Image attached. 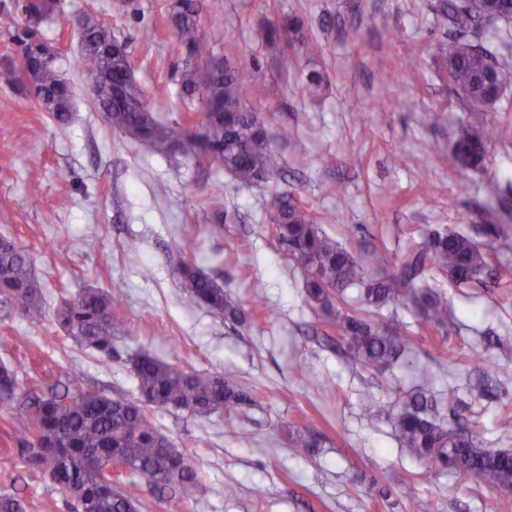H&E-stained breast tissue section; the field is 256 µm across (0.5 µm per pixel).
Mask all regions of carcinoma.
I'll use <instances>...</instances> for the list:
<instances>
[{
    "mask_svg": "<svg viewBox=\"0 0 512 512\" xmlns=\"http://www.w3.org/2000/svg\"><path fill=\"white\" fill-rule=\"evenodd\" d=\"M207 0H175L168 5L167 22L184 50L179 95L194 100L201 94L203 118L197 124H164L147 104L146 92L135 75L122 71L119 58L129 55L128 44L112 34L93 12L72 17L81 52L78 68L85 85L103 111L106 123L132 142L147 144L162 155L179 154L196 162L213 163L236 180L261 185L280 169L263 118L245 107L244 72L217 56L204 39L198 15ZM19 13L52 18L60 0H20ZM453 37L444 48L448 81L468 101L479 106L495 104L512 87V66L495 60L496 52L468 42L471 32L487 19L512 24V0H444ZM304 20L283 15L264 29L270 45L301 44L305 54L321 51L308 40ZM19 64L0 72V81L21 86L60 126L68 124L72 92L57 66L45 62L50 46L26 25L16 32ZM124 81L123 95L104 92L107 82ZM512 138V125L482 127L462 124L455 139V157L464 167L484 165L491 144ZM284 251L306 272V298L327 313L346 343L355 365L381 370L406 360L414 338L406 324L383 327L380 310L402 305L415 321L437 330L448 325V299L435 285L442 276L458 287L479 280L488 257L506 237L501 224L477 228L483 241L448 229L408 248L394 271L370 275L381 261L378 252L352 254L318 226L316 218L288 195L278 196L264 216ZM184 288L200 304L226 321L241 317L240 307L224 287L194 265L179 267ZM0 300L14 305L31 324L43 319L44 302L33 274L30 254L8 237L0 244ZM119 298L97 288H87L73 301L64 300L59 312L66 336L108 357L120 321L115 314ZM137 396L112 399L91 391L39 396L24 388L17 371L0 365V405L20 407L26 418L21 453L36 472L48 476L59 494L76 502V512H138L134 500L112 485V457H122L129 473L160 488L174 486L178 498L170 512H180L193 498L202 471L163 435L149 417L151 408L184 409L211 415L250 401V394L223 376L185 371L147 355L132 360ZM434 376L425 384L397 396L393 417L401 447L413 457L449 469L474 486L500 492L499 512H512V452L486 446L467 423L452 425L439 416Z\"/></svg>",
    "mask_w": 512,
    "mask_h": 512,
    "instance_id": "obj_1",
    "label": "carcinoma"
}]
</instances>
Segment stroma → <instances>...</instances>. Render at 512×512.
Masks as SVG:
<instances>
[{
  "label": "stroma",
  "instance_id": "1",
  "mask_svg": "<svg viewBox=\"0 0 512 512\" xmlns=\"http://www.w3.org/2000/svg\"><path fill=\"white\" fill-rule=\"evenodd\" d=\"M168 0H61L39 30L58 52L72 89L69 123L58 126L21 91L0 83V237L30 252L44 292L45 316L30 324L0 302V362L36 391L54 384L111 398L136 396L131 362L147 354L186 370L217 373L249 390L234 411L196 416L154 409L155 425L191 461L202 484L185 512H498L499 494L401 449L387 416L400 391L435 374L448 387L458 361L497 377L506 393L483 397L461 385L456 407L489 447L512 451V234L479 283L440 285L452 320L447 331L397 318L416 339L409 361L383 371L354 366L327 317L308 305L305 272L278 245L263 214L291 195L350 251L377 249L383 271L433 231L508 218L495 194L512 199V139L493 143L481 170L452 157L459 122L512 120V89L492 107L471 105L448 86L438 55L450 29L440 0H216L199 26L215 52L246 69L243 101L265 118L282 169L262 186L234 180L217 165L162 156L129 142L102 119L76 68L79 36L70 16L93 6L128 44L134 75L164 123L183 121L178 95L184 54L166 23ZM306 21L322 51L311 57L274 50L262 27L285 13ZM239 17L232 31L225 14ZM320 72L317 97L306 89ZM277 82V100L264 95ZM27 142L26 154L15 150ZM151 179H143L142 171ZM223 181L224 193L207 192ZM139 248L128 261V244ZM192 262L223 285L244 311L230 323L199 305L178 268ZM261 297H253L254 286ZM94 287L121 297L120 337L106 357L64 336L57 311ZM315 418L319 449L292 439ZM24 417L0 407V492L21 497L26 512H71L53 484L29 467L18 446ZM121 491L140 512H168L171 489L123 474Z\"/></svg>",
  "mask_w": 512,
  "mask_h": 512
}]
</instances>
